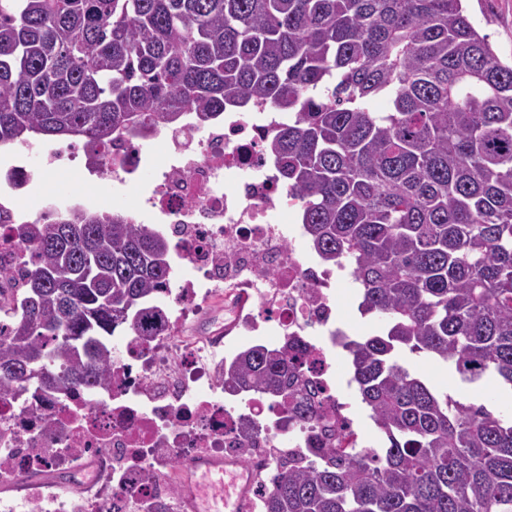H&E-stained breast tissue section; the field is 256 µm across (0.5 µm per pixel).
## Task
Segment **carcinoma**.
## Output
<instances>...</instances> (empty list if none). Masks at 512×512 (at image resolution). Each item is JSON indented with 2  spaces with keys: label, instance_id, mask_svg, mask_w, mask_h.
I'll return each mask as SVG.
<instances>
[{
  "label": "carcinoma",
  "instance_id": "1",
  "mask_svg": "<svg viewBox=\"0 0 512 512\" xmlns=\"http://www.w3.org/2000/svg\"><path fill=\"white\" fill-rule=\"evenodd\" d=\"M378 96L385 112L371 110ZM288 121L266 147L309 247L346 264L380 327L341 345L381 447L323 448L265 483L262 512H512V418L464 403L405 352L512 391V65L462 0H0V143L146 137L227 105ZM0 392H67L111 371L110 337L149 341L169 244L118 212L29 228ZM302 352L255 344L224 387L307 423Z\"/></svg>",
  "mask_w": 512,
  "mask_h": 512
}]
</instances>
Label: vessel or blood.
<instances>
[{
	"instance_id": "1",
	"label": "vessel or blood",
	"mask_w": 512,
	"mask_h": 512,
	"mask_svg": "<svg viewBox=\"0 0 512 512\" xmlns=\"http://www.w3.org/2000/svg\"><path fill=\"white\" fill-rule=\"evenodd\" d=\"M189 473L183 493L191 512H240L250 483L239 461L201 457L190 462Z\"/></svg>"
}]
</instances>
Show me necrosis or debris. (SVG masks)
I'll use <instances>...</instances> for the list:
<instances>
[{
	"label": "necrosis or debris",
	"mask_w": 512,
	"mask_h": 512,
	"mask_svg": "<svg viewBox=\"0 0 512 512\" xmlns=\"http://www.w3.org/2000/svg\"><path fill=\"white\" fill-rule=\"evenodd\" d=\"M284 120L259 105L201 126L189 110L153 146L126 135L88 147L81 159L45 144L9 149L0 164V269L8 273L0 311L19 303L29 225L88 205L91 186L122 193L147 170L153 177L142 205L125 211L170 243L177 289L150 342L133 331L121 336L101 385L0 395V512H183L179 463L192 456L242 458L258 481L281 458L313 461L314 449L335 447L340 434L349 447H367L339 369V341L351 333L336 307L343 269L307 247L299 208L265 149ZM61 174L72 194L50 189ZM216 304L223 328L189 332V322ZM241 337L299 344L307 393L330 431L281 427L282 410L258 396L241 407L227 402L224 343ZM49 472L57 481H45ZM23 475L30 481L18 495Z\"/></svg>",
	"instance_id": "1"
}]
</instances>
